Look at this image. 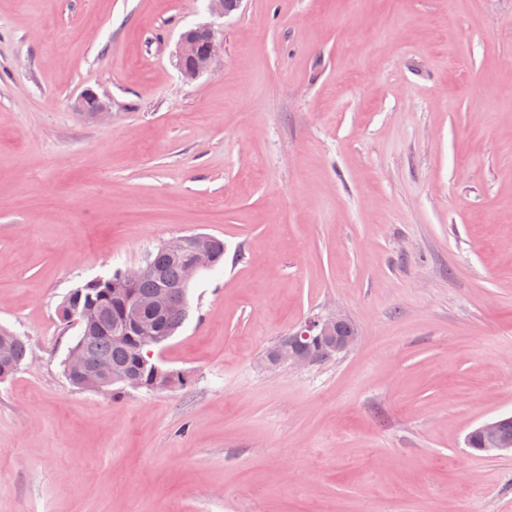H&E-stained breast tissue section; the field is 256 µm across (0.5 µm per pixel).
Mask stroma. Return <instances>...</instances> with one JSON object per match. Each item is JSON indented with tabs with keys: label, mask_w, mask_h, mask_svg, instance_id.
<instances>
[{
	"label": "stroma",
	"mask_w": 512,
	"mask_h": 512,
	"mask_svg": "<svg viewBox=\"0 0 512 512\" xmlns=\"http://www.w3.org/2000/svg\"><path fill=\"white\" fill-rule=\"evenodd\" d=\"M192 234L185 385L73 386L64 297ZM336 309L347 353L258 366ZM0 327V512H512L466 445L512 415V0H0ZM223 52V43L211 25L185 30L177 43L176 65L186 81L195 80L208 71ZM77 104L81 112H87L97 119L110 117L108 104L90 89L81 94ZM0 350L7 355L8 367L0 366V381L13 377L27 358V343L13 332L0 328Z\"/></svg>",
	"instance_id": "stroma-1"
}]
</instances>
